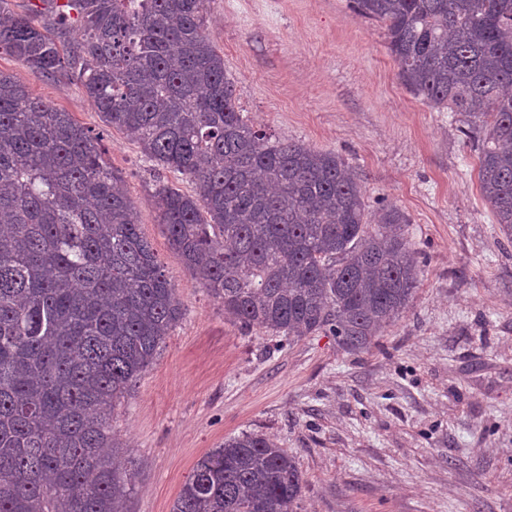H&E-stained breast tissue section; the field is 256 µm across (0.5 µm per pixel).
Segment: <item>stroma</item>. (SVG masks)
Returning <instances> with one entry per match:
<instances>
[{"instance_id":"1","label":"stroma","mask_w":512,"mask_h":512,"mask_svg":"<svg viewBox=\"0 0 512 512\" xmlns=\"http://www.w3.org/2000/svg\"><path fill=\"white\" fill-rule=\"evenodd\" d=\"M208 31L240 112L274 139L339 155L369 211L389 203L422 276L369 351L319 333L290 344L224 316L171 247L157 177L66 73L8 54L0 71L97 134L182 316L112 412L136 475L128 512H171L196 463L257 433L293 456L296 512H512V242L484 201L450 112L401 83L382 23L349 0H207Z\"/></svg>"}]
</instances>
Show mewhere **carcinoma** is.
Masks as SVG:
<instances>
[{
	"mask_svg": "<svg viewBox=\"0 0 512 512\" xmlns=\"http://www.w3.org/2000/svg\"><path fill=\"white\" fill-rule=\"evenodd\" d=\"M352 4L385 25L409 92L455 113L512 239V0ZM0 52L67 72L105 124L194 182L186 194L158 180L152 197L225 317L288 343L328 332L363 352L413 301L406 215L369 212L337 154L248 122L206 0H40L29 16L0 0ZM181 315L97 138L0 71V512H127L135 475L112 410ZM304 483L294 457L243 433L197 462L171 512H296Z\"/></svg>",
	"mask_w": 512,
	"mask_h": 512,
	"instance_id": "obj_1",
	"label": "carcinoma"
}]
</instances>
